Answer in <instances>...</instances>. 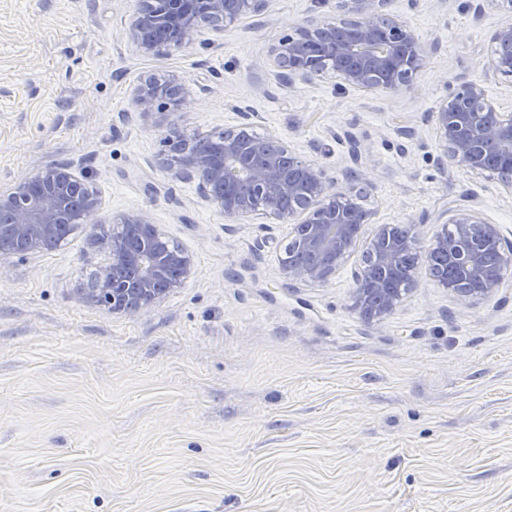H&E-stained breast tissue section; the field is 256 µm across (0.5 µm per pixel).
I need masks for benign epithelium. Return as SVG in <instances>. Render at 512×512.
Segmentation results:
<instances>
[{"label": "benign epithelium", "instance_id": "obj_1", "mask_svg": "<svg viewBox=\"0 0 512 512\" xmlns=\"http://www.w3.org/2000/svg\"><path fill=\"white\" fill-rule=\"evenodd\" d=\"M129 34L141 50L160 53L166 46L148 36L145 24L155 29L174 25L181 49L201 38L198 19L213 23L214 30L236 22L244 15L260 16L268 0H141ZM386 0H336V23L320 28L312 21L281 35L274 49V75L293 89L312 84L322 71L309 58L308 46L318 37L324 54L333 62L330 72L341 86L373 90L375 76L386 74L393 90L409 82L423 66L425 47L416 31L395 18L384 17ZM512 75V25L495 29L489 37L485 76ZM142 112L179 109L187 103L180 93L169 96L168 88L146 80L135 89ZM432 122L442 147L443 164L466 171L493 170L489 153L498 152L509 162L506 171H495L500 184L512 191V113L499 112L489 100L481 80L448 87V97ZM249 124L222 132L223 151L206 156L191 149L178 133L167 136L165 147L181 155L176 176L197 177L203 197L216 204L224 217L242 220L253 216L285 223L302 214L293 225L294 238L309 255L304 263H283L281 274L290 284L329 283L336 276L359 235L344 202L353 200V184L338 187L323 166L306 163L281 144L273 149L272 137L254 138ZM79 193L88 214L98 212L101 201L94 184L66 167L48 166L16 183L0 195V215L10 223L0 225L15 243V253L27 254L60 243L58 229L69 214L73 193ZM445 221L432 248L448 255L466 271L472 288L453 279L435 280L461 305L488 301L508 287L502 260L512 257V242L498 225L485 222L472 205L444 211ZM455 234L448 236V225ZM112 260L100 266L87 299L115 314L135 316L156 306L191 276L189 253L171 241L150 217L128 212L113 218ZM414 225H380L372 235L373 265L354 271L351 308L367 321H381L400 306L403 295L384 288V275L396 268L400 255L417 250Z\"/></svg>", "mask_w": 512, "mask_h": 512}]
</instances>
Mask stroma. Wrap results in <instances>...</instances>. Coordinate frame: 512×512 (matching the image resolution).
I'll list each match as a JSON object with an SVG mask.
<instances>
[{"label": "stroma", "instance_id": "obj_1", "mask_svg": "<svg viewBox=\"0 0 512 512\" xmlns=\"http://www.w3.org/2000/svg\"><path fill=\"white\" fill-rule=\"evenodd\" d=\"M138 0H0V193L50 165L91 178L96 217L143 211L193 273L149 311L88 303L109 259L87 229L52 251L0 255V512H512V288L456 304L428 271L380 323L349 308L351 270L288 284L290 224L233 222L162 164L163 140L250 122L351 181L377 224L428 251L471 200L512 241L495 175L441 169L432 113L448 83L485 78L490 0H388L429 55L410 85L288 90L276 36L334 22L323 0H269L215 44L144 53ZM177 80L187 107L140 111L133 90Z\"/></svg>", "mask_w": 512, "mask_h": 512}]
</instances>
